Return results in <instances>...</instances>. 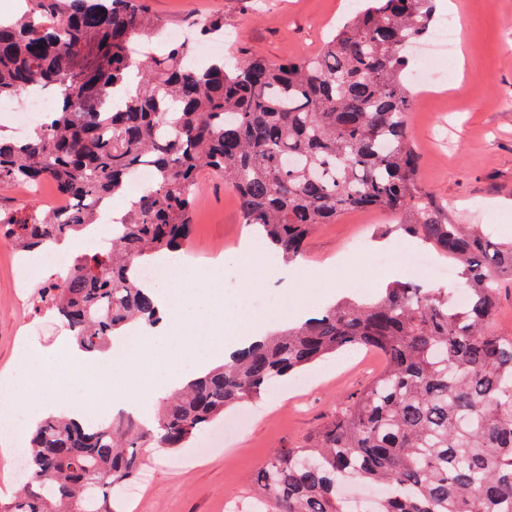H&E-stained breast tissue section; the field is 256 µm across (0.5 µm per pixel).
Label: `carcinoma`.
Listing matches in <instances>:
<instances>
[{
	"instance_id": "obj_1",
	"label": "carcinoma",
	"mask_w": 512,
	"mask_h": 512,
	"mask_svg": "<svg viewBox=\"0 0 512 512\" xmlns=\"http://www.w3.org/2000/svg\"><path fill=\"white\" fill-rule=\"evenodd\" d=\"M435 0H364L310 58L281 63L220 56L191 63L189 43L136 57L164 24L146 0H33L0 20V102L35 85L48 119L18 140L0 132V190L54 184L63 214L0 207V241L49 251L86 236L96 204L151 182L112 238L38 288L75 343L159 321L134 286L143 263L183 251L193 236L200 178L235 193L243 223L291 262L320 224L354 210L386 211L397 227L452 264L468 302L447 288L395 281L369 302L345 298L264 337L176 390L152 428L130 416L98 427L50 415L23 454L22 488L0 512H115L140 468L138 445L183 448L224 412L338 354L375 349L385 366L294 448L257 472L270 512H369L338 493L347 477L384 491L377 512H512V336L496 329L499 285L512 281V240L461 224L419 177L408 112L407 43L438 20ZM200 39L224 20L193 19Z\"/></svg>"
}]
</instances>
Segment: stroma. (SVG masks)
I'll list each match as a JSON object with an SVG mask.
<instances>
[{
    "label": "stroma",
    "mask_w": 512,
    "mask_h": 512,
    "mask_svg": "<svg viewBox=\"0 0 512 512\" xmlns=\"http://www.w3.org/2000/svg\"><path fill=\"white\" fill-rule=\"evenodd\" d=\"M167 30L182 28L191 16L224 18V49H237L271 62L318 53L329 33L357 8V0H147ZM438 14L462 22L463 63L445 90L422 94L409 113L420 176L429 191L465 223L494 224L512 238V0H437ZM386 213L351 211L336 223L318 226L307 239L297 267L315 272L334 264L344 278L349 243L366 248L387 244ZM194 233L183 256L185 280L203 277L221 262L224 277L197 301L199 327L227 314V298L248 287L239 260L247 234L233 191L203 178L194 210ZM10 250L0 248V376L15 374L17 346L53 354L69 335L50 313L37 310L33 275L25 292L16 288ZM382 364L379 355L342 354L300 381L274 388L227 414L207 435L210 450L198 457V442L176 450L141 451L143 470L136 497L121 501V512H250L258 466L277 448L299 445L347 397L363 388Z\"/></svg>",
    "instance_id": "obj_1"
}]
</instances>
